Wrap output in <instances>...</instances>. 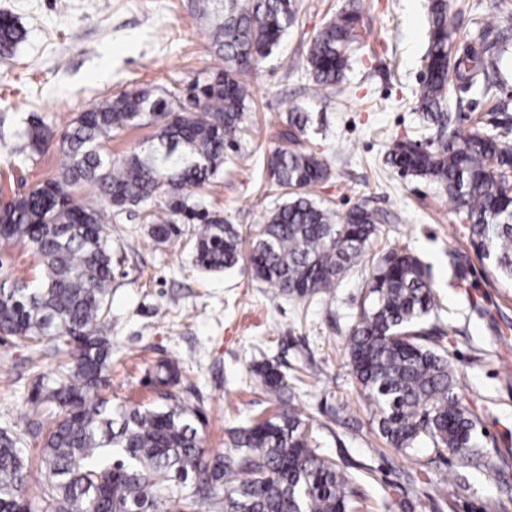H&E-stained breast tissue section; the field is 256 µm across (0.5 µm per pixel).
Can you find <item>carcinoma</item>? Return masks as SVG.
I'll return each mask as SVG.
<instances>
[{"label": "carcinoma", "mask_w": 512, "mask_h": 512, "mask_svg": "<svg viewBox=\"0 0 512 512\" xmlns=\"http://www.w3.org/2000/svg\"><path fill=\"white\" fill-rule=\"evenodd\" d=\"M361 0L315 36L307 70L315 90L331 92L344 78L359 44ZM298 0H224L211 32L224 70L190 86L191 105L150 90L122 92L80 113L65 138L67 162L58 176L0 209V239L27 241L42 260L31 284L0 283V333L67 346L71 361L57 371L43 400L57 412L31 424L45 432L41 512H354L361 495L350 474L313 446L312 427L284 399L288 375L264 362L254 367L281 411L230 431L231 448L209 456L194 419L197 409L175 394L182 371L168 359L153 364L148 381L159 402L114 410L98 395L107 385L112 341L104 335L112 285V257L104 235V210L75 201L71 188L98 187L107 208L146 202L162 188L164 207L150 215L151 236L164 243L180 225L197 224L195 264L210 272L235 267L241 236L188 192L220 173L225 150L248 130L250 91L245 80L277 48L297 21ZM432 28L416 92L424 126L437 129L432 149L398 140L386 163L402 177L430 179L442 187L461 223L469 225L476 255L512 282V140L474 128L463 136L448 113V82L480 90L504 108L498 66L509 39H489L501 27L495 15L478 22V34L455 47L448 33V0H432ZM22 34L0 17V56L11 55ZM158 125L151 143L119 161L104 151L112 132ZM309 121L296 108L287 145L268 169L286 201L269 212L251 242L254 277L292 299L329 292L365 256L377 233L378 214L357 206L343 217L310 195L328 180L327 160L302 146ZM18 155L41 153L49 143L43 120L31 117ZM371 301L361 305L349 336L348 361L378 415L379 433L404 454L422 442L446 459L498 474L476 441L478 415L463 403L448 352L425 343L434 310L433 289L422 261L393 246L379 257L368 282ZM23 434L0 431V512H33L25 497L31 468ZM224 496H218V491Z\"/></svg>", "instance_id": "1"}]
</instances>
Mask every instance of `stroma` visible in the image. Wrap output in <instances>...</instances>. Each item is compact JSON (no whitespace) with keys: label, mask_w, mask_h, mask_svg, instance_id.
Here are the masks:
<instances>
[{"label":"stroma","mask_w":512,"mask_h":512,"mask_svg":"<svg viewBox=\"0 0 512 512\" xmlns=\"http://www.w3.org/2000/svg\"><path fill=\"white\" fill-rule=\"evenodd\" d=\"M351 2L298 0L296 24L249 75L254 109L246 135L196 194L239 229L243 250H250L268 212L284 200L268 158L285 144L291 108L304 106L311 122L302 141L333 170L313 198L340 217L360 204L381 216L367 256L330 294L305 303L253 279L245 259L225 273L200 270L194 225L155 242L145 214L159 211L160 200L112 209L104 218L114 274L112 364L102 394L116 408L149 404L155 394L148 370L159 359L175 361L184 371L178 393L201 409L198 433L214 455L229 447L230 429L278 412L250 370L272 362L296 377L295 403L311 418L318 448L363 488L357 512H512V283L475 255L470 229L443 189L400 177L385 163L394 142L414 137L422 121L412 93L422 78L428 0H368L360 22L366 53L333 92L317 93L306 70L309 46ZM496 2L449 0L452 39L473 32L474 20L494 13ZM0 15L24 34L12 56L0 57V205L58 174L64 136L78 113L127 91L182 95L224 66L211 47L209 19L192 0H0ZM451 106L460 133L477 125L512 132V106L492 110L478 91L454 92ZM33 114L48 126L49 145L13 157ZM389 243L417 255L433 282L430 322L442 331L436 342L457 369L465 404L481 419L477 440L500 469L494 482L427 446L408 455L387 447L375 408L346 363L369 268ZM40 271L27 242H0V281L28 283ZM57 369L52 353L0 334V429H23L35 408L50 415L42 395ZM457 470L468 491L441 495ZM410 473L418 484L407 483Z\"/></svg>","instance_id":"35a3bbf8"}]
</instances>
